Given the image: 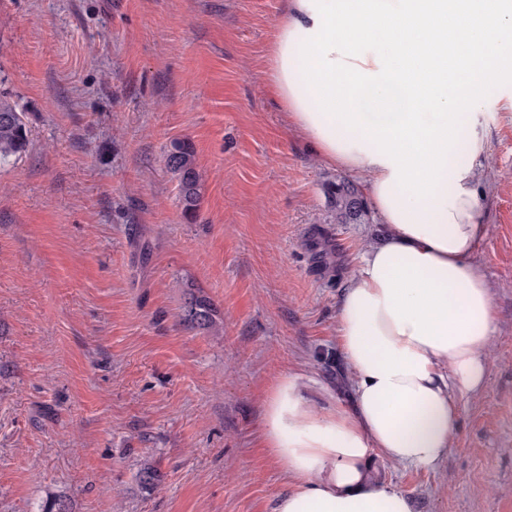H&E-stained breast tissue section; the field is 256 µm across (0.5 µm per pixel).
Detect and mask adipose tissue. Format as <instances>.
<instances>
[{
  "mask_svg": "<svg viewBox=\"0 0 512 512\" xmlns=\"http://www.w3.org/2000/svg\"><path fill=\"white\" fill-rule=\"evenodd\" d=\"M267 80L385 229L337 311L351 407H315L285 374L265 402L291 483L276 512H413L374 463L440 466L457 395L485 385L496 313L474 261L477 169L484 92L512 82V0H284Z\"/></svg>",
  "mask_w": 512,
  "mask_h": 512,
  "instance_id": "adipose-tissue-1",
  "label": "adipose tissue"
}]
</instances>
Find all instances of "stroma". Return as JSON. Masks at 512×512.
I'll use <instances>...</instances> for the list:
<instances>
[{
  "label": "stroma",
  "instance_id": "35a3bbf8",
  "mask_svg": "<svg viewBox=\"0 0 512 512\" xmlns=\"http://www.w3.org/2000/svg\"><path fill=\"white\" fill-rule=\"evenodd\" d=\"M282 8L0 0V92L29 120L26 151L0 162V512H275L276 379L349 405L336 312L384 228L329 221L345 173L266 83ZM486 107L475 262L498 319L444 463L379 467L415 512H512V86ZM175 139L201 175L191 220ZM192 293L213 329L184 322ZM166 166L177 179L183 214L192 219L201 194V176L193 145L185 140H173L166 152Z\"/></svg>",
  "mask_w": 512,
  "mask_h": 512
}]
</instances>
